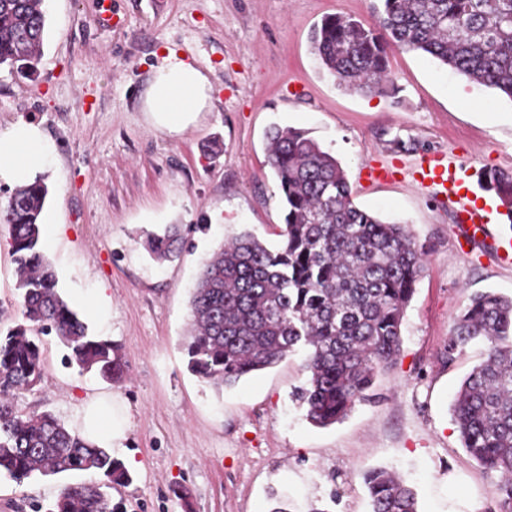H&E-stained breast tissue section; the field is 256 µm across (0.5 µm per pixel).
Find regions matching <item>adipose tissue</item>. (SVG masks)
Here are the masks:
<instances>
[{
	"instance_id": "obj_1",
	"label": "adipose tissue",
	"mask_w": 512,
	"mask_h": 512,
	"mask_svg": "<svg viewBox=\"0 0 512 512\" xmlns=\"http://www.w3.org/2000/svg\"><path fill=\"white\" fill-rule=\"evenodd\" d=\"M212 85L207 75L174 50H166L154 66L142 109L152 114L158 129L178 132L210 111ZM49 148L41 128L17 121L0 129V182L31 183L48 162ZM83 435L120 445L122 429L105 410L102 399L88 401L83 410Z\"/></svg>"
}]
</instances>
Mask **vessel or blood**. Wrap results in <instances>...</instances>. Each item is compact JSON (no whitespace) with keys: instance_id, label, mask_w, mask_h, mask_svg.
Here are the masks:
<instances>
[{"instance_id":"b4317fda","label":"vessel or blood","mask_w":512,"mask_h":512,"mask_svg":"<svg viewBox=\"0 0 512 512\" xmlns=\"http://www.w3.org/2000/svg\"><path fill=\"white\" fill-rule=\"evenodd\" d=\"M411 179L433 193L442 194L454 200L461 212V222L466 227V235L477 239L488 232V221L482 206L470 197L464 167L449 156L434 157L424 164L410 169Z\"/></svg>"}]
</instances>
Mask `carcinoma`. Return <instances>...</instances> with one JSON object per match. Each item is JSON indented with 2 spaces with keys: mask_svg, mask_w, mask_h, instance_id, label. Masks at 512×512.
<instances>
[{
  "mask_svg": "<svg viewBox=\"0 0 512 512\" xmlns=\"http://www.w3.org/2000/svg\"><path fill=\"white\" fill-rule=\"evenodd\" d=\"M379 25L327 16L310 35L321 66L338 85L366 96L394 89L392 46L441 61L472 82L512 100V0H381ZM42 0H0V67L36 72L45 31ZM267 159L286 204L283 241L270 249L250 233L226 242L204 264L190 299L187 367L231 387L305 351L307 379L295 394L317 427L343 420L357 401H371L377 375L401 353V325L424 268V252L402 224L357 207L340 162L306 132L275 127ZM480 185L494 193L512 223V173L485 169ZM39 180L19 186L0 208L9 227L23 322L0 328V475L22 483L36 476L91 471L92 483L61 486L51 512H112L106 489L130 476L104 447L54 414L27 413L15 396L43 376L35 336L55 333L80 371L112 381L123 363L112 341L91 334L58 291L44 255ZM178 231L147 239L164 259L178 250ZM485 359L463 379L452 407L466 452L496 476L492 512H512V297L474 296L454 320L448 357L472 341ZM370 512H418L414 490L376 468L363 476Z\"/></svg>",
  "mask_w": 512,
  "mask_h": 512,
  "instance_id": "obj_1",
  "label": "carcinoma"
}]
</instances>
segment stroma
Returning <instances> with one entry per match:
<instances>
[{
    "label": "stroma",
    "mask_w": 512,
    "mask_h": 512,
    "mask_svg": "<svg viewBox=\"0 0 512 512\" xmlns=\"http://www.w3.org/2000/svg\"><path fill=\"white\" fill-rule=\"evenodd\" d=\"M380 0H44L37 73L0 71V126L40 125L50 145L45 255L89 330L117 346L119 381L69 364L55 335L39 343L44 376L19 393L26 412L80 424L99 395L121 420L131 481L114 512H370L365 471L384 467L417 496L418 512H484L496 478L465 451L451 416L463 378L485 356L447 354L454 318L475 294L512 297V224L468 241L447 198L406 170L447 153L468 169L512 172V99L419 52L392 50L397 91L364 96L324 73L309 34L322 17L376 24ZM204 70L212 109L185 130L156 129L142 109L163 48ZM306 130L341 163L357 206L406 226L426 253L402 324V349L378 377L376 401L331 426L311 425L293 393L303 352L216 388L187 368L190 297L203 261L225 237L281 243L284 208L267 163L266 132ZM405 143L401 152L391 141ZM180 225V253L157 261L149 233ZM9 231L0 225V325L22 318ZM103 296L98 312L78 298ZM95 473L0 476V512H47L61 481Z\"/></svg>",
    "instance_id": "obj_1"
}]
</instances>
